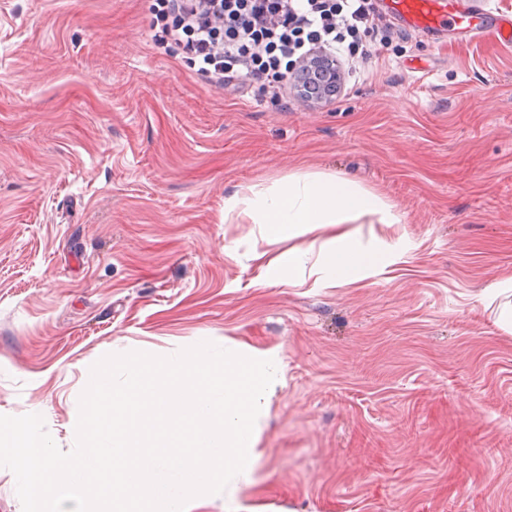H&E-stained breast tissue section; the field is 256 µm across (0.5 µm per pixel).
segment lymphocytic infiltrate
Here are the masks:
<instances>
[{"mask_svg": "<svg viewBox=\"0 0 512 512\" xmlns=\"http://www.w3.org/2000/svg\"><path fill=\"white\" fill-rule=\"evenodd\" d=\"M151 27L157 52L181 48L202 76L274 97L301 57L355 53L377 29L369 0H154Z\"/></svg>", "mask_w": 512, "mask_h": 512, "instance_id": "f902f5d3", "label": "lymphocytic infiltrate"}]
</instances>
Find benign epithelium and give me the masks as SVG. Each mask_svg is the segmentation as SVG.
<instances>
[{"instance_id":"obj_1","label":"benign epithelium","mask_w":512,"mask_h":512,"mask_svg":"<svg viewBox=\"0 0 512 512\" xmlns=\"http://www.w3.org/2000/svg\"><path fill=\"white\" fill-rule=\"evenodd\" d=\"M289 84L307 104L330 101L344 84L343 65L333 54L321 51L313 60H305L293 70Z\"/></svg>"}]
</instances>
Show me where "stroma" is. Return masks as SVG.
Segmentation results:
<instances>
[{
  "mask_svg": "<svg viewBox=\"0 0 512 512\" xmlns=\"http://www.w3.org/2000/svg\"><path fill=\"white\" fill-rule=\"evenodd\" d=\"M151 0H0V415L65 452L102 356L278 350L261 512H512V48L398 28L331 103L156 54ZM393 203L406 262L363 288L259 283L224 199L293 173ZM509 292L512 296V277L486 288L480 299L483 302L489 301L491 304L500 297L505 298L504 301L498 303V321L503 328L510 330L512 328V300L510 302L507 300Z\"/></svg>",
  "mask_w": 512,
  "mask_h": 512,
  "instance_id": "stroma-1",
  "label": "stroma"
}]
</instances>
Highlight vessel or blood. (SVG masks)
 Instances as JSON below:
<instances>
[{"mask_svg":"<svg viewBox=\"0 0 512 512\" xmlns=\"http://www.w3.org/2000/svg\"><path fill=\"white\" fill-rule=\"evenodd\" d=\"M384 4L396 24L424 35L448 29L512 46V12L506 10L475 8L465 0H384Z\"/></svg>","mask_w":512,"mask_h":512,"instance_id":"1","label":"vessel or blood"}]
</instances>
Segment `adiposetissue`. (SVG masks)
<instances>
[{"mask_svg":"<svg viewBox=\"0 0 512 512\" xmlns=\"http://www.w3.org/2000/svg\"><path fill=\"white\" fill-rule=\"evenodd\" d=\"M224 214L260 227L270 244L293 241L318 230L317 244L291 246L287 254L262 262L263 282L290 287L363 286L388 267L404 262L415 243L408 236L395 242L364 239V224H398L395 205L355 182L322 172L289 175L268 188L250 186L225 197Z\"/></svg>","mask_w":512,"mask_h":512,"instance_id":"1","label":"adipose tissue"}]
</instances>
